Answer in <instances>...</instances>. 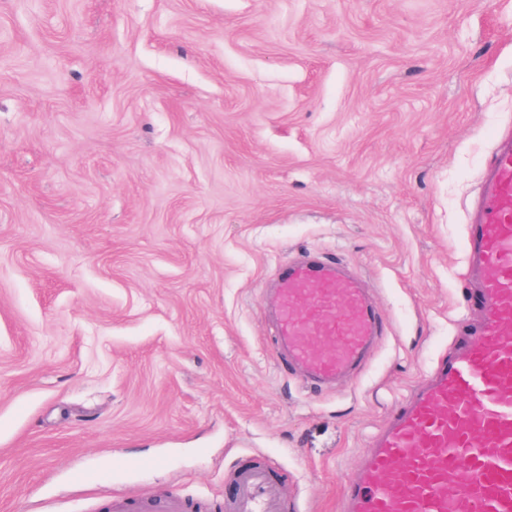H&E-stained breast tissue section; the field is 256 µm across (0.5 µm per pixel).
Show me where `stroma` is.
<instances>
[{
	"label": "stroma",
	"mask_w": 512,
	"mask_h": 512,
	"mask_svg": "<svg viewBox=\"0 0 512 512\" xmlns=\"http://www.w3.org/2000/svg\"><path fill=\"white\" fill-rule=\"evenodd\" d=\"M509 132L512 0H0V512L213 507L256 458L339 512L479 317L465 226ZM303 253L387 322L333 389L274 355ZM195 505L178 493L131 495L113 493L106 512H192Z\"/></svg>",
	"instance_id": "stroma-1"
}]
</instances>
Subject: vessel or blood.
Segmentation results:
<instances>
[{"label": "vessel or blood", "mask_w": 512, "mask_h": 512, "mask_svg": "<svg viewBox=\"0 0 512 512\" xmlns=\"http://www.w3.org/2000/svg\"><path fill=\"white\" fill-rule=\"evenodd\" d=\"M465 266L481 322L395 408L343 484L342 512H512V135L469 213ZM278 360L320 388L356 374L386 325L362 282L305 254L277 280ZM177 493H115L106 512H192ZM224 512H286L276 468L236 470Z\"/></svg>", "instance_id": "b4317fda"}]
</instances>
